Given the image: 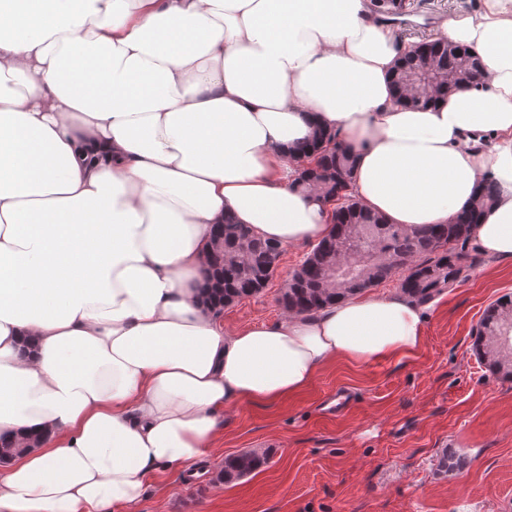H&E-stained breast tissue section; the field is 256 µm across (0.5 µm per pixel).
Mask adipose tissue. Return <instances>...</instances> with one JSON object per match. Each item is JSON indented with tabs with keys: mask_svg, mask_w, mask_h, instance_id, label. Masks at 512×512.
Instances as JSON below:
<instances>
[{
	"mask_svg": "<svg viewBox=\"0 0 512 512\" xmlns=\"http://www.w3.org/2000/svg\"><path fill=\"white\" fill-rule=\"evenodd\" d=\"M440 35L486 76L414 107L370 0H0V436L39 439L0 465V512H132L223 411L420 346L425 309L400 292L232 334L201 301L225 214L284 245L326 234L292 186L313 124L408 230L493 182L472 241L512 258V0Z\"/></svg>",
	"mask_w": 512,
	"mask_h": 512,
	"instance_id": "ef3b65f1",
	"label": "adipose tissue"
}]
</instances>
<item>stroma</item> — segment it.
Returning a JSON list of instances; mask_svg holds the SVG:
<instances>
[{"label":"stroma","mask_w":512,"mask_h":512,"mask_svg":"<svg viewBox=\"0 0 512 512\" xmlns=\"http://www.w3.org/2000/svg\"><path fill=\"white\" fill-rule=\"evenodd\" d=\"M484 8V0H414L393 31H437ZM311 248L285 246L267 288L225 307V331L279 321L281 289ZM508 293L512 259L484 260L428 304L412 354L332 363L297 396L230 408L214 448L191 470L147 482L137 512H512V381L473 352L484 310ZM341 391L351 406L321 416V401ZM252 451L268 464L224 482L225 457ZM447 454L461 467L446 470Z\"/></svg>","instance_id":"35a3bbf8"}]
</instances>
